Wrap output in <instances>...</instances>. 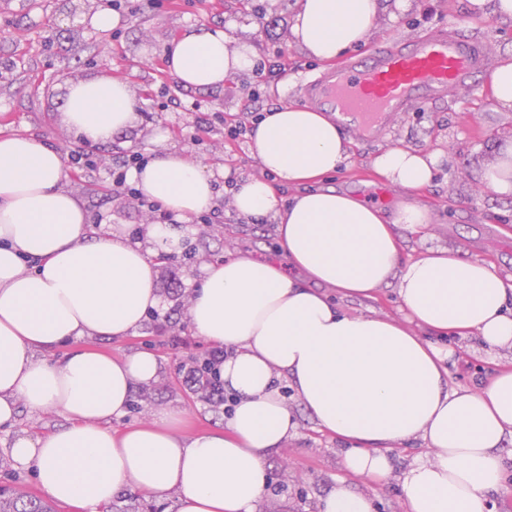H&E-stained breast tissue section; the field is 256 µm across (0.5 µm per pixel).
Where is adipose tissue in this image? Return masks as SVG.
Instances as JSON below:
<instances>
[{"label": "adipose tissue", "mask_w": 512, "mask_h": 512, "mask_svg": "<svg viewBox=\"0 0 512 512\" xmlns=\"http://www.w3.org/2000/svg\"><path fill=\"white\" fill-rule=\"evenodd\" d=\"M381 10L380 0H296L293 40L318 60H335L367 43ZM253 57L252 44L216 29L174 38L164 63L180 85L209 88L249 70ZM134 119L125 81L91 78L68 88L62 121L88 142L108 141ZM248 136L262 173L233 188L231 206L245 218L272 216L283 257L204 265L187 315L200 336L227 349L221 377L235 403L224 429L189 438L173 410L110 427L134 386L156 378L155 354L76 348L59 360L45 356L68 340L138 329L160 304L148 255L169 249L168 232L148 225L149 251L115 232L89 239L83 206L65 186L62 153L31 136L0 137V426L15 422L21 402L68 418L50 433L17 437L13 460L77 512H97L124 488L175 498L177 512H258L265 457L299 428L278 388L284 379L320 431L345 444L348 475L383 487L394 447L433 450L403 473V512H491L512 459V365L480 385L449 386L455 349L440 340L471 338L487 354L512 352V277L444 247L406 254L400 232L425 231L426 208L400 201L386 209L327 186L351 146L330 114L279 105L262 112ZM438 163V154L396 146L375 169L417 190ZM132 178L183 219L213 203L211 175L174 151H160ZM288 186L295 194L281 196ZM287 264L299 277L284 272ZM393 278L399 320L353 315L327 296L371 300Z\"/></svg>", "instance_id": "ef3b65f1"}]
</instances>
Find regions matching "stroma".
I'll return each instance as SVG.
<instances>
[{"instance_id":"obj_1","label":"stroma","mask_w":512,"mask_h":512,"mask_svg":"<svg viewBox=\"0 0 512 512\" xmlns=\"http://www.w3.org/2000/svg\"><path fill=\"white\" fill-rule=\"evenodd\" d=\"M59 3L6 0L0 5V136L31 135L64 153L85 146L83 136L62 122L68 86L94 77L121 79L135 93V120L109 142L87 146L89 153L109 159L132 151L148 156L162 150L178 152L212 173L215 201L224 208L222 224L212 229H200L192 221L171 227L175 243L167 258L157 262L155 288L160 311H173L172 321L147 318L134 335L84 337L77 344L116 356L147 350L159 360L157 379L134 387L125 414L112 421V428L149 422L154 411L166 408L183 412V434L223 429L224 413L198 401L179 373L186 355L209 345L192 327L188 303L202 264L238 255L273 258L278 250L274 223H254L229 206L226 177L243 180L260 174L261 167L250 155L246 138L228 139L224 124L249 110L262 112L297 101L298 77L316 73L322 65L291 38L295 0H264L261 19L244 0H165L156 11L144 7L142 0H128L118 25L106 34L81 23V0H70L64 11ZM212 28L247 40L259 56L274 47L281 49L285 71L277 81L259 88L253 101L248 98L249 89L255 87L250 71L235 75L220 88H184L167 71L164 49L183 32ZM441 29L481 39L490 66L512 56V19H473L467 0H409L402 12L393 0H384L375 31L359 54L365 57L391 43ZM197 116L205 119L207 129L195 138L188 126ZM390 126L388 135L376 139L346 129L351 156L341 172L330 178V186L351 188L363 197L380 189L391 205L401 200L427 203L431 211L427 234L407 238L406 253L421 256L432 247L451 248L463 258L490 261L503 276L511 277L512 198L496 194L483 173L499 148L512 142V110L497 106L488 76L431 101L412 103L406 112L391 118ZM399 144L439 154L429 188L405 192L376 174L375 158ZM108 177L104 168L90 176L69 174L67 187L85 209L89 236L112 231L129 235L146 228L148 217L131 196L107 192ZM479 348L475 340L462 341L457 360L448 366L450 386L472 385L491 371L488 360H473ZM288 404L300 428L284 447L271 450L265 458L268 484L260 512H319L321 499L345 474L344 450L316 428L299 401L292 398ZM66 423L58 411L20 407L15 423L0 427V486L17 483L32 496L42 497L33 470L16 464L10 448L21 433L37 435ZM417 454L427 458L431 452L416 444L393 450L395 476L385 487L352 478L354 490L370 500L373 512H403L398 476Z\"/></svg>"}]
</instances>
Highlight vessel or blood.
Segmentation results:
<instances>
[{
    "mask_svg": "<svg viewBox=\"0 0 512 512\" xmlns=\"http://www.w3.org/2000/svg\"><path fill=\"white\" fill-rule=\"evenodd\" d=\"M481 42L436 32L353 57L296 85L301 99L337 113L365 136L389 133V116L466 83L486 66Z\"/></svg>",
    "mask_w": 512,
    "mask_h": 512,
    "instance_id": "obj_1",
    "label": "vessel or blood"
}]
</instances>
